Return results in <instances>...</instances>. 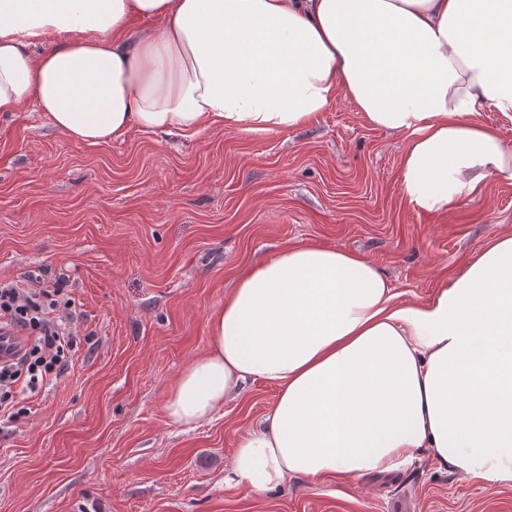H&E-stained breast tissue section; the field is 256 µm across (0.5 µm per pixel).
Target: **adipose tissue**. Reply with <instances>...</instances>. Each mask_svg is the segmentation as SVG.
I'll return each mask as SVG.
<instances>
[{
    "label": "adipose tissue",
    "instance_id": "ef3b65f1",
    "mask_svg": "<svg viewBox=\"0 0 512 512\" xmlns=\"http://www.w3.org/2000/svg\"><path fill=\"white\" fill-rule=\"evenodd\" d=\"M152 29L134 32L136 21ZM405 137L404 200L442 213L512 183V0H0V115L31 108L78 144L131 128L285 132L337 100ZM212 346L166 404L194 425L246 380L278 389L230 487L389 471L427 451L512 483V234L425 303L377 264L299 244L245 272Z\"/></svg>",
    "mask_w": 512,
    "mask_h": 512
}]
</instances>
